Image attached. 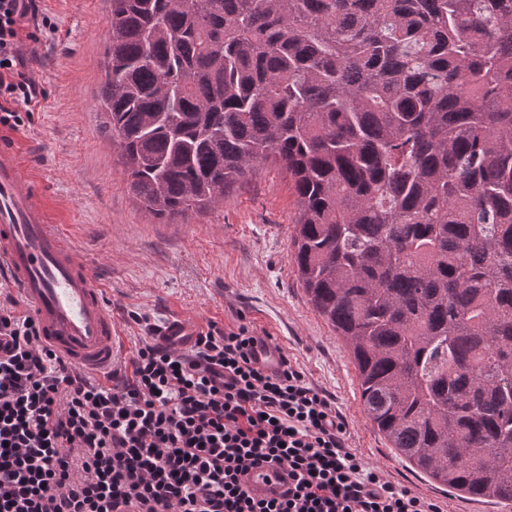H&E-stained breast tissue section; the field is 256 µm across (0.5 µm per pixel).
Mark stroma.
<instances>
[{
    "instance_id": "1",
    "label": "stroma",
    "mask_w": 512,
    "mask_h": 512,
    "mask_svg": "<svg viewBox=\"0 0 512 512\" xmlns=\"http://www.w3.org/2000/svg\"><path fill=\"white\" fill-rule=\"evenodd\" d=\"M41 9L50 26L39 34L28 71L45 96L30 125L1 130L0 141L43 189L52 223L102 278L126 352L148 324L171 314L221 329L248 327L272 337L305 370L346 419L349 446L393 482L442 512H512V504L448 493L395 455L368 421L348 347L312 306L291 261L298 210L286 174L262 166L205 213L161 223L129 191L99 115L108 0H42ZM133 311L148 324L131 322Z\"/></svg>"
}]
</instances>
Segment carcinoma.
I'll list each match as a JSON object with an SVG mask.
<instances>
[{"label": "carcinoma", "mask_w": 512, "mask_h": 512, "mask_svg": "<svg viewBox=\"0 0 512 512\" xmlns=\"http://www.w3.org/2000/svg\"><path fill=\"white\" fill-rule=\"evenodd\" d=\"M105 129L183 221L272 162L371 424L512 503V0H109Z\"/></svg>", "instance_id": "cac0c4a2"}]
</instances>
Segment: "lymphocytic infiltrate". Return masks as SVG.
I'll use <instances>...</instances> for the list:
<instances>
[{
  "label": "lymphocytic infiltrate",
  "mask_w": 512,
  "mask_h": 512,
  "mask_svg": "<svg viewBox=\"0 0 512 512\" xmlns=\"http://www.w3.org/2000/svg\"><path fill=\"white\" fill-rule=\"evenodd\" d=\"M40 0H0V128L44 96L26 47ZM247 327L208 326L185 352L139 337L128 365L98 378L38 341L35 319L0 300V512H440L347 444V424L305 372L254 361ZM287 468L285 497L242 481Z\"/></svg>",
  "instance_id": "lymphocytic-infiltrate-1"
}]
</instances>
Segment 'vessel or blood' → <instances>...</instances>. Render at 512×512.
I'll return each mask as SVG.
<instances>
[{
    "instance_id": "obj_1",
    "label": "vessel or blood",
    "mask_w": 512,
    "mask_h": 512,
    "mask_svg": "<svg viewBox=\"0 0 512 512\" xmlns=\"http://www.w3.org/2000/svg\"><path fill=\"white\" fill-rule=\"evenodd\" d=\"M0 275L29 306L39 340L79 369L98 375L123 361L122 338L112 320L95 272L69 244L48 216L42 191L28 178L9 147L0 144ZM201 324L175 315L157 327V342L171 351L189 348ZM258 365L276 370L281 352L272 341L259 343ZM257 499L281 497L288 472L261 463L244 477Z\"/></svg>"
}]
</instances>
